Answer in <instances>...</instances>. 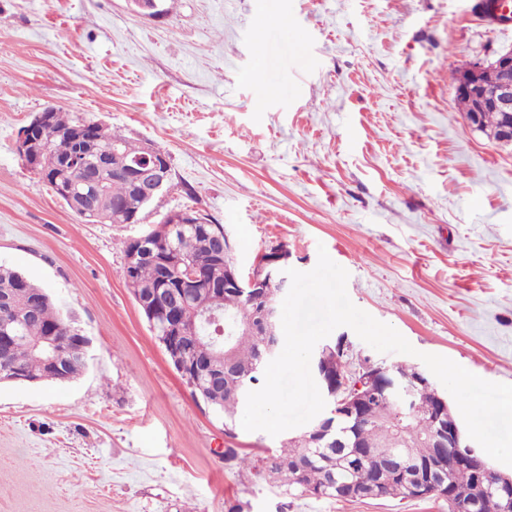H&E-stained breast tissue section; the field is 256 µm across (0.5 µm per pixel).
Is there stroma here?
Wrapping results in <instances>:
<instances>
[{
  "label": "stroma",
  "instance_id": "35a3bbf8",
  "mask_svg": "<svg viewBox=\"0 0 512 512\" xmlns=\"http://www.w3.org/2000/svg\"><path fill=\"white\" fill-rule=\"evenodd\" d=\"M472 0H0V267L47 288L91 340L57 384L0 382V512H448L444 500L288 492L194 400L140 311L123 244L171 210L223 225L242 275L319 249L361 310L415 355L345 329L354 363L419 372L424 353L512 384V146L459 112L452 68L512 48ZM290 19L283 28L278 18ZM167 155L141 224L74 215L20 157L48 105ZM232 448L237 460L224 458Z\"/></svg>",
  "mask_w": 512,
  "mask_h": 512
}]
</instances>
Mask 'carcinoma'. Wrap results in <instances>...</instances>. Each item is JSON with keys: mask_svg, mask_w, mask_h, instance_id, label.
I'll return each mask as SVG.
<instances>
[{"mask_svg": "<svg viewBox=\"0 0 512 512\" xmlns=\"http://www.w3.org/2000/svg\"><path fill=\"white\" fill-rule=\"evenodd\" d=\"M503 113L480 114L479 131L497 140L503 127ZM42 142L47 149L46 166L41 168L40 178L51 189H56L52 174L63 159H71L96 146L118 145L119 152L110 158L111 173L106 192L98 194L93 186H84L61 200L79 218L87 221L104 220L111 224H123L133 215L145 218L140 213L138 188L130 178L127 168L144 158L145 144H136L119 132L105 126L95 125L92 119L72 117L58 111L50 113V121L43 127ZM224 245L213 236L212 230L201 224H176L169 235L154 243V253L162 256L176 250L188 261L198 266L204 279L187 293L188 300L202 313L212 308L208 282L219 278L223 270L214 262V255ZM162 265L154 259H145L135 268L132 287L141 298L152 296L162 287ZM25 304L31 316L8 328L11 338L0 335V365L6 363L18 367L30 379L42 382L64 383L82 373L83 362L78 351L83 331L74 319L62 314L59 303L47 289L33 283L22 274L0 268V314L5 301ZM261 303L248 298L238 290L224 293V314L220 319L223 327L225 362L230 372L222 383L215 386L202 375L195 389L199 401L224 420V432L234 434L236 415L245 403L243 389L255 388L260 382L269 358L265 357L266 337L261 330L248 335L238 332L229 335L226 315L231 314L240 321L256 317ZM54 329L65 331L66 347L70 358L63 363L62 370L53 376H45L44 361L34 351L29 340L45 336ZM432 423L424 415H402L375 395L369 416L359 425L340 426L336 430L335 448H312L298 437L287 439L282 448L258 460L259 473L286 486L300 490L315 498L353 500L365 492L373 499L411 498L407 485L414 482L420 470L445 464V478L452 502L453 512H472L469 503L477 488L471 469L459 463L458 451L454 448L431 447ZM397 456L403 462L399 476L383 485L375 484L377 470L386 462V457Z\"/></svg>", "mask_w": 512, "mask_h": 512, "instance_id": "carcinoma-1", "label": "carcinoma"}]
</instances>
